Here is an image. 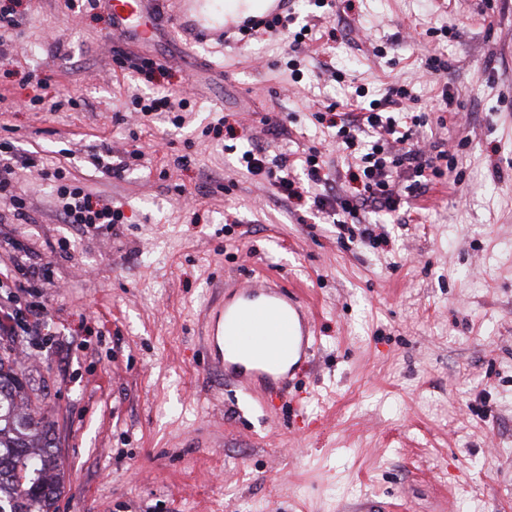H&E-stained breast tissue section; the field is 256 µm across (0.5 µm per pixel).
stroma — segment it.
I'll use <instances>...</instances> for the list:
<instances>
[{
  "label": "stroma",
  "instance_id": "1",
  "mask_svg": "<svg viewBox=\"0 0 512 512\" xmlns=\"http://www.w3.org/2000/svg\"><path fill=\"white\" fill-rule=\"evenodd\" d=\"M18 9L0 32V142L64 174L17 168L28 221L0 201V264L51 278L18 291L41 307L18 365L60 451L57 512H512V0H336L297 83L289 45L313 0H293L280 34L227 46L171 35L172 2L148 43L115 36L85 0ZM122 56L165 71L144 80ZM356 84L370 101L407 85L420 136L454 157L375 247L237 162L251 140L315 145L344 175L314 114ZM135 92L186 98L185 126L141 123ZM222 116L236 139L212 132ZM133 142L141 165H96ZM61 183L125 223H63ZM256 280L294 289L315 319L310 366L273 408L207 345L210 308Z\"/></svg>",
  "mask_w": 512,
  "mask_h": 512
}]
</instances>
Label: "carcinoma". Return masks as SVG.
Masks as SVG:
<instances>
[{
  "label": "carcinoma",
  "instance_id": "1",
  "mask_svg": "<svg viewBox=\"0 0 512 512\" xmlns=\"http://www.w3.org/2000/svg\"><path fill=\"white\" fill-rule=\"evenodd\" d=\"M25 374L0 346V512H56L63 472L44 417L24 409Z\"/></svg>",
  "mask_w": 512,
  "mask_h": 512
}]
</instances>
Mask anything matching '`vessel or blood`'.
<instances>
[{
	"label": "vessel or blood",
	"instance_id": "vessel-or-blood-1",
	"mask_svg": "<svg viewBox=\"0 0 512 512\" xmlns=\"http://www.w3.org/2000/svg\"><path fill=\"white\" fill-rule=\"evenodd\" d=\"M112 19L113 32L122 38L139 37L148 20L155 17L161 0H102ZM182 11L197 16L196 31L221 35L239 30L243 16L224 10L217 0H179ZM238 300H224L215 309L207 340L214 351V361L227 376L244 388L260 385L268 399L288 398L301 374L309 365L314 350V318L304 302L293 292L267 283L241 286ZM264 329L270 334L286 330V337L266 353L254 355L251 370H241L238 363L226 359L222 340L237 337L244 326Z\"/></svg>",
	"mask_w": 512,
	"mask_h": 512
}]
</instances>
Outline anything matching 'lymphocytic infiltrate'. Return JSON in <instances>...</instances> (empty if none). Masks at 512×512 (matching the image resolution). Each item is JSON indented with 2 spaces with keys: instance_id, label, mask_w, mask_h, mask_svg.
<instances>
[{
  "instance_id": "1",
  "label": "lymphocytic infiltrate",
  "mask_w": 512,
  "mask_h": 512,
  "mask_svg": "<svg viewBox=\"0 0 512 512\" xmlns=\"http://www.w3.org/2000/svg\"><path fill=\"white\" fill-rule=\"evenodd\" d=\"M408 91L401 86L391 87L386 97L371 102L366 110L335 121L328 119L334 128L336 143L348 152L352 164L347 170L349 180L361 182L360 190L350 193L327 194L324 186L333 182V172L326 165L320 151L309 148L307 152L288 159L286 154L268 155L265 148L252 145L245 148L238 163L253 176L272 179L277 193L296 201H309L310 208L326 217H339V229H346L347 218L357 217L360 210L389 215L399 211L404 195L427 188L434 179L442 177V163L448 160L446 150L426 152L414 138L419 126L418 116L408 115L403 102ZM33 167L36 155L17 156L13 145L0 143V199H7L16 215H23L24 198L13 192L12 174L16 165ZM318 187L319 192L307 196V187ZM61 214L68 224H118L123 219L120 207L92 199L80 189L60 187Z\"/></svg>"
}]
</instances>
